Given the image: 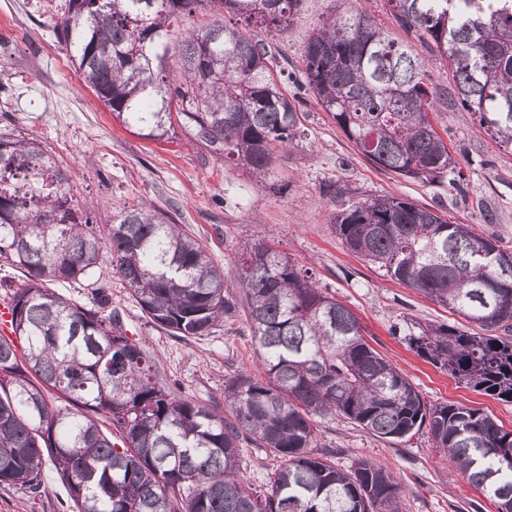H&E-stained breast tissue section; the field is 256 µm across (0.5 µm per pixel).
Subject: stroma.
Listing matches in <instances>:
<instances>
[{"mask_svg":"<svg viewBox=\"0 0 512 512\" xmlns=\"http://www.w3.org/2000/svg\"><path fill=\"white\" fill-rule=\"evenodd\" d=\"M371 14L399 43L419 49L436 89L432 122L456 161L454 181L427 182L375 167L318 104L304 80L308 35L344 9ZM63 10L47 0H0V126L42 141L67 169L80 212L99 221L105 210L143 202L169 213L199 240L224 270L231 295H239L238 256L246 243H268L317 286L349 306L365 337L431 404L462 403L484 409L512 428V403L483 396L416 356L394 334L396 323L463 325L447 307L383 275L351 254L330 217L369 197L392 196L475 225L512 250V149L496 146L478 121L462 116L445 60L399 27L384 0H301L293 23L279 31L247 26L272 56L270 70L296 105L299 134L276 149L262 177L233 161H219L190 131L162 140L143 138L119 121L68 60L54 27ZM93 285L58 283L54 289L86 304L103 288L131 339L155 361L161 379L202 404L223 405L224 382L238 372L257 373L258 345L244 308L209 335L184 341L144 317L109 262H101ZM313 455L347 469L359 459L384 467L401 487V512H496L493 503L435 448L429 434L394 445L329 415L321 418ZM0 512H74L55 471L44 473L41 496L0 484Z\"/></svg>","mask_w":512,"mask_h":512,"instance_id":"35a3bbf8","label":"stroma"}]
</instances>
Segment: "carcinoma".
Instances as JSON below:
<instances>
[{
    "mask_svg": "<svg viewBox=\"0 0 512 512\" xmlns=\"http://www.w3.org/2000/svg\"><path fill=\"white\" fill-rule=\"evenodd\" d=\"M299 4L65 0L55 36L142 137L161 140L179 126L261 175L273 148L296 137L298 112L268 68V46L219 14L280 27ZM387 5L454 67L464 115L512 147V0ZM202 10L215 19L182 30L174 73L171 27ZM304 63L317 102L376 165L429 182L455 172L430 119L435 88L418 53L372 17L326 20L308 36ZM331 223L352 254L479 328L406 319L398 334L418 357L512 402V264L492 262L512 259L511 250L392 196L355 202ZM105 258L150 322L182 340L208 335L236 310L224 269L165 211L141 204L92 224L43 142L0 130V264L26 273L9 305L10 335L0 336V483L39 496L52 468L76 512H399L398 483L384 468L359 459L344 470L308 451L317 418L334 414L395 445L428 431L497 512H512V429L480 408L424 401L365 340L355 313L272 246L247 243L238 257L263 376L224 382L227 415L169 387L103 292L87 306L49 287L90 279ZM52 392L67 406L54 405ZM244 443L280 459L269 488L242 474Z\"/></svg>",
    "mask_w": 512,
    "mask_h": 512,
    "instance_id": "1",
    "label": "carcinoma"
}]
</instances>
